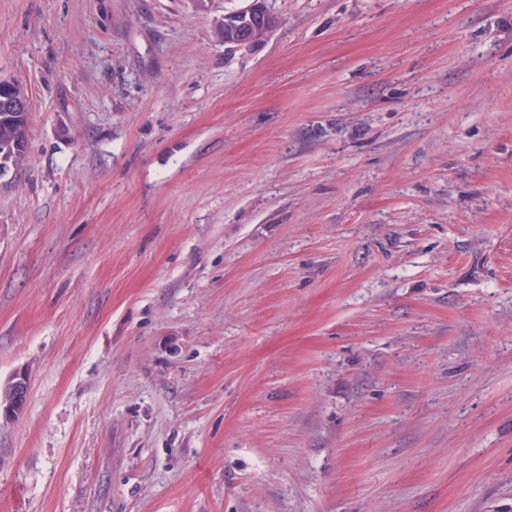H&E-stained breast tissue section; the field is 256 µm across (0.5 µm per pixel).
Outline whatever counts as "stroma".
<instances>
[{
    "mask_svg": "<svg viewBox=\"0 0 512 512\" xmlns=\"http://www.w3.org/2000/svg\"><path fill=\"white\" fill-rule=\"evenodd\" d=\"M0 0V512H512V0ZM248 5L225 13V46L248 49L263 41L276 27L277 17L267 8V0H248ZM16 87L18 90L25 92L20 84L19 86L16 85ZM17 89L12 83L0 80V108L26 115L29 112V100L24 93L19 92ZM28 131L29 114L26 117H20L0 110V163L3 156L9 165L7 171L0 172L1 178L11 169L19 170L30 166ZM28 382L25 376L14 377L8 388L0 395V416L20 414L28 399Z\"/></svg>",
    "mask_w": 512,
    "mask_h": 512,
    "instance_id": "stroma-1",
    "label": "stroma"
}]
</instances>
